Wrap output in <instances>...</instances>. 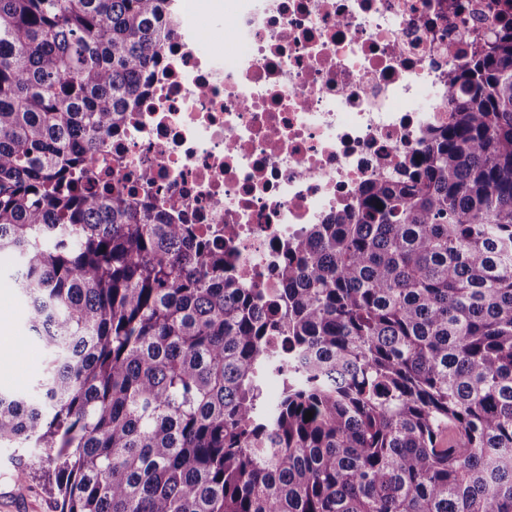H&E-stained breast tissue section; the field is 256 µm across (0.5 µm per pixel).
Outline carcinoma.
Here are the masks:
<instances>
[{
    "label": "carcinoma",
    "mask_w": 512,
    "mask_h": 512,
    "mask_svg": "<svg viewBox=\"0 0 512 512\" xmlns=\"http://www.w3.org/2000/svg\"><path fill=\"white\" fill-rule=\"evenodd\" d=\"M500 16L448 72V122L309 225L270 291L152 198L82 186L140 110L172 0H0V252L48 354L0 393V443L38 451L60 512H512Z\"/></svg>",
    "instance_id": "obj_1"
}]
</instances>
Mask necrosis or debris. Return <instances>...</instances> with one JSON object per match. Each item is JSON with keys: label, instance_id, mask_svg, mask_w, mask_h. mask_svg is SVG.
I'll list each match as a JSON object with an SVG mask.
<instances>
[{"label": "necrosis or debris", "instance_id": "obj_1", "mask_svg": "<svg viewBox=\"0 0 512 512\" xmlns=\"http://www.w3.org/2000/svg\"><path fill=\"white\" fill-rule=\"evenodd\" d=\"M179 0L168 55L88 177L176 222L231 230L236 272L273 288L279 247L323 224L447 120L446 73L504 0H233L238 51H199Z\"/></svg>", "mask_w": 512, "mask_h": 512}]
</instances>
